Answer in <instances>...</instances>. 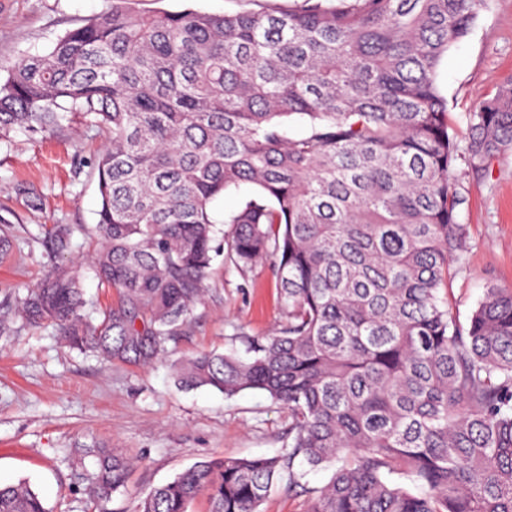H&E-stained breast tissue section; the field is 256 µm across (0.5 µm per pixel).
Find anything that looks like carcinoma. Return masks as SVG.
Here are the masks:
<instances>
[{
    "label": "carcinoma",
    "mask_w": 512,
    "mask_h": 512,
    "mask_svg": "<svg viewBox=\"0 0 512 512\" xmlns=\"http://www.w3.org/2000/svg\"><path fill=\"white\" fill-rule=\"evenodd\" d=\"M224 14L141 13L133 0L15 61L0 81V140L66 113L109 133L94 163L101 207L92 268L117 298L93 323L65 267L20 301L109 363H155L191 322L219 229L208 207L243 183L224 261L278 257L288 322L247 357L202 352L179 384L288 408L275 457L211 458L139 498L136 512H259L279 482L334 467L308 512H512V287L489 281L462 322L449 286L464 261L466 195L454 178L512 153V87L450 124L439 68L488 0H271ZM295 118L303 133L290 135ZM85 228L56 224L58 256ZM129 458L96 450L82 480L102 506ZM421 487L422 493L414 492ZM0 512H47L25 482Z\"/></svg>",
    "instance_id": "obj_1"
}]
</instances>
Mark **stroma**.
Segmentation results:
<instances>
[{"label": "stroma", "instance_id": "35a3bbf8", "mask_svg": "<svg viewBox=\"0 0 512 512\" xmlns=\"http://www.w3.org/2000/svg\"><path fill=\"white\" fill-rule=\"evenodd\" d=\"M112 0H0V78L6 65L46 53L58 36L107 11ZM512 80V0H490L469 35L439 70L450 118L469 113ZM108 143L89 119L71 117L57 130L21 129L0 141V220L13 238L0 259V484L29 481L50 512H95L68 448H116L133 459L125 490L107 512H134L139 497L195 462L216 457L278 455L288 445V411L267 394L227 398L209 387L178 385L174 362L199 351L245 355V338L277 332L286 321L272 263L242 274L215 259L207 292L190 327L172 337L150 367L107 364L65 347L53 327H32L17 301L55 265L74 266L86 316L98 317L114 296L91 270L96 240L74 234L71 251L54 258L45 232L55 224L94 227L100 208L95 156ZM467 205L465 264L452 283L461 315L482 298L486 282L512 286V154L483 173L455 172ZM331 470L307 471L301 487L274 486L260 512H306Z\"/></svg>", "mask_w": 512, "mask_h": 512}]
</instances>
